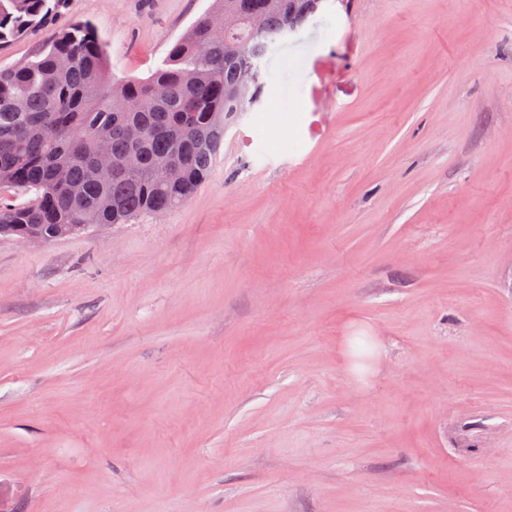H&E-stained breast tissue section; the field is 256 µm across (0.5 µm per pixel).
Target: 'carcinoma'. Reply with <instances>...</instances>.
Listing matches in <instances>:
<instances>
[{
    "mask_svg": "<svg viewBox=\"0 0 512 512\" xmlns=\"http://www.w3.org/2000/svg\"><path fill=\"white\" fill-rule=\"evenodd\" d=\"M66 0H0V46L48 25ZM238 21L226 35L199 17L146 79L112 81L94 27L59 29L24 65L0 70V191L32 192L13 204L0 194V233L17 227L124 224L186 202L200 187L224 140L238 67L258 65L269 44L308 16L302 0H216ZM163 83L168 96L153 87ZM142 127L129 141L125 128ZM108 154L117 174L100 178L94 158ZM174 155L180 178L161 185L141 173L153 157Z\"/></svg>",
    "mask_w": 512,
    "mask_h": 512,
    "instance_id": "obj_1",
    "label": "carcinoma"
}]
</instances>
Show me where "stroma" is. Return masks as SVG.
Masks as SVG:
<instances>
[{"mask_svg": "<svg viewBox=\"0 0 512 512\" xmlns=\"http://www.w3.org/2000/svg\"><path fill=\"white\" fill-rule=\"evenodd\" d=\"M213 0H69L148 78ZM182 206L0 236V512H512V0H323Z\"/></svg>", "mask_w": 512, "mask_h": 512, "instance_id": "1", "label": "stroma"}]
</instances>
